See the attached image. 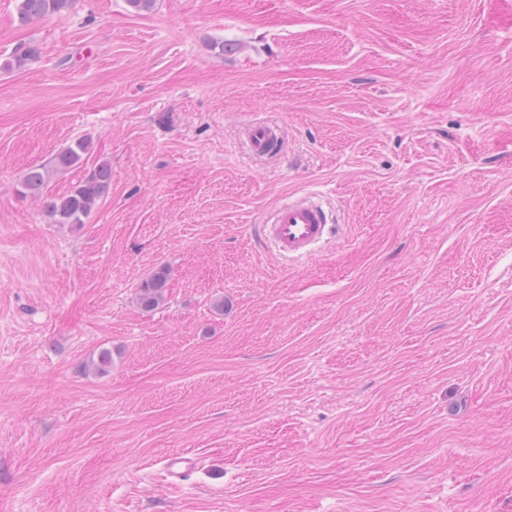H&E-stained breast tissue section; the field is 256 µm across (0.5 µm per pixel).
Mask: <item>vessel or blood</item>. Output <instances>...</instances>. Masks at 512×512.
<instances>
[{"label":"vessel or blood","mask_w":512,"mask_h":512,"mask_svg":"<svg viewBox=\"0 0 512 512\" xmlns=\"http://www.w3.org/2000/svg\"><path fill=\"white\" fill-rule=\"evenodd\" d=\"M243 135L250 155L256 158L274 156L282 144V131L275 124L251 123ZM256 234L280 259L301 260L314 255L332 238L334 226L320 202L295 198L282 201L269 223L257 225Z\"/></svg>","instance_id":"1"}]
</instances>
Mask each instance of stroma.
Returning <instances> with one entry per match:
<instances>
[{
  "label": "stroma",
  "instance_id": "35a3bbf8",
  "mask_svg": "<svg viewBox=\"0 0 512 512\" xmlns=\"http://www.w3.org/2000/svg\"><path fill=\"white\" fill-rule=\"evenodd\" d=\"M32 45L0 70V512H512V0H0V63ZM80 136L51 193L111 186L55 224L19 181ZM312 193L336 235L284 263L254 227ZM17 12L23 23L46 17L63 16L73 6V0H16ZM250 155L255 158L274 156L282 144V131L278 125L254 122L243 131ZM168 277L169 269L160 267L149 280L140 286L137 299L144 310L151 311L155 309L163 300Z\"/></svg>",
  "mask_w": 512,
  "mask_h": 512
}]
</instances>
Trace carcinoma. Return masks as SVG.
<instances>
[{
    "label": "carcinoma",
    "instance_id": "1",
    "mask_svg": "<svg viewBox=\"0 0 512 512\" xmlns=\"http://www.w3.org/2000/svg\"><path fill=\"white\" fill-rule=\"evenodd\" d=\"M73 6V0H17V12L22 22L28 23L46 17L62 16ZM37 56V49L28 47L0 64V70L24 66ZM92 149L91 139L82 137L72 140L60 150L49 164L29 169L20 181V195L43 201L44 209L54 224H83L98 202L107 192L112 179L111 166L98 164L87 178L70 191L47 196L53 176L79 166ZM169 277V269L160 267L144 282L138 291V303L146 310L155 309L163 300Z\"/></svg>",
    "mask_w": 512,
    "mask_h": 512
}]
</instances>
